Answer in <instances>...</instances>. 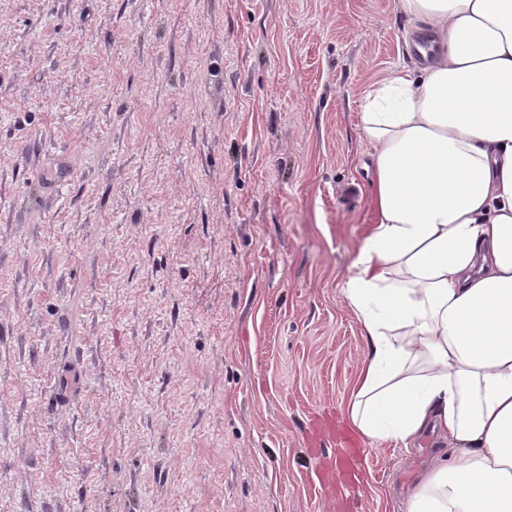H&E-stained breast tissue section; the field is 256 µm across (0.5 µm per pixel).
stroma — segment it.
<instances>
[{"label": "stroma", "mask_w": 512, "mask_h": 512, "mask_svg": "<svg viewBox=\"0 0 512 512\" xmlns=\"http://www.w3.org/2000/svg\"><path fill=\"white\" fill-rule=\"evenodd\" d=\"M398 0H0V512H402L345 422ZM357 466L359 498L328 471Z\"/></svg>", "instance_id": "obj_1"}]
</instances>
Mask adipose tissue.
<instances>
[{
  "mask_svg": "<svg viewBox=\"0 0 512 512\" xmlns=\"http://www.w3.org/2000/svg\"><path fill=\"white\" fill-rule=\"evenodd\" d=\"M439 47L359 103L376 214L342 294L365 340L346 419L446 448L404 512H512V0H399Z\"/></svg>",
  "mask_w": 512,
  "mask_h": 512,
  "instance_id": "1",
  "label": "adipose tissue"
}]
</instances>
